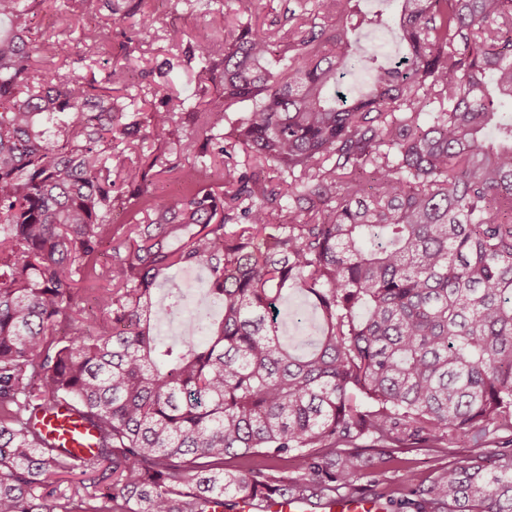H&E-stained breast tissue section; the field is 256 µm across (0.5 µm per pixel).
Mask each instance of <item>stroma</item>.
<instances>
[{"label": "stroma", "mask_w": 512, "mask_h": 512, "mask_svg": "<svg viewBox=\"0 0 512 512\" xmlns=\"http://www.w3.org/2000/svg\"><path fill=\"white\" fill-rule=\"evenodd\" d=\"M159 17L156 28L142 31L136 22L141 13ZM34 36L49 35L62 49L89 36L91 29L111 33L106 44L86 47V58L77 66L79 74L103 78L112 58L126 59L128 70L124 82L117 84L112 98L119 105L135 100L141 121L162 110L163 104L154 90L166 87L169 92L188 98L198 109L222 108L224 104V54L214 48L217 31L232 27L236 19H252L258 26L277 31L284 24L282 0H93L82 5L80 0H35ZM212 50L214 69L211 74L198 73L195 57L199 51ZM187 115H179L166 136L147 141L144 151L165 155L173 175L157 181L152 190L164 194L181 186L180 173L188 171L192 162L178 151V142L191 131ZM209 278L205 268L187 266L163 281L153 291L158 307H166L172 296L182 301L198 302L212 320H221L220 306L208 299ZM288 312L283 334L289 343L307 350L319 334L320 318L305 297L291 293L283 304ZM503 432H488L484 447L464 445L455 448H423L400 450L393 459L377 470H363L359 483L370 494L403 496L428 480L436 462L459 463L468 458L492 456L501 443L507 442Z\"/></svg>", "instance_id": "35a3bbf8"}]
</instances>
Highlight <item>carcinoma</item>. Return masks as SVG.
<instances>
[{
	"mask_svg": "<svg viewBox=\"0 0 512 512\" xmlns=\"http://www.w3.org/2000/svg\"><path fill=\"white\" fill-rule=\"evenodd\" d=\"M362 2L296 0L276 40L248 22L225 34L224 108L179 142L199 171L224 156V182L188 173L160 198L162 157L112 150L161 140L189 102L145 126L112 111L125 63L100 82L49 67L60 47L32 37L27 0H0V512L321 502L362 491L366 449L375 466L512 433V0ZM385 30L398 58L356 57ZM355 64L370 88L348 96ZM243 105L234 145L274 182L221 146ZM118 184L135 211L115 228ZM191 265L223 318L192 317L165 347L152 291ZM293 291L323 321L305 354L282 342ZM58 407L96 429L88 458L30 422ZM228 455L261 461L226 469ZM75 472L97 474L95 492L41 493ZM400 506L512 512V448L437 464Z\"/></svg>",
	"mask_w": 512,
	"mask_h": 512,
	"instance_id": "carcinoma-1",
	"label": "carcinoma"
}]
</instances>
